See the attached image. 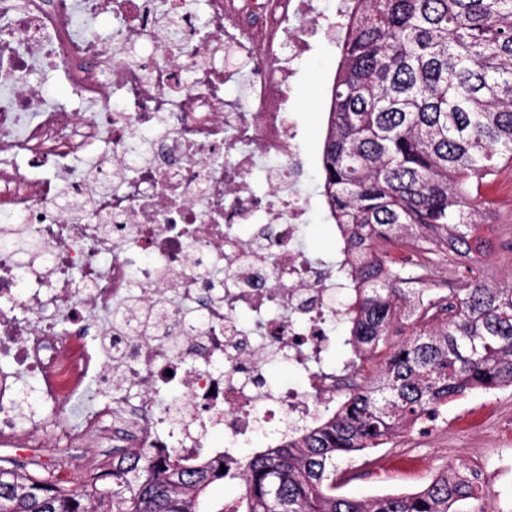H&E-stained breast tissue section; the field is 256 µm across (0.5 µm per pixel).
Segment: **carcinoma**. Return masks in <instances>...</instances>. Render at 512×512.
I'll return each mask as SVG.
<instances>
[{"mask_svg": "<svg viewBox=\"0 0 512 512\" xmlns=\"http://www.w3.org/2000/svg\"><path fill=\"white\" fill-rule=\"evenodd\" d=\"M342 28L321 178L359 382L246 457L129 448L75 487L0 464V512H199L219 481L242 489L220 512H454L488 492L465 463L414 493L336 490L343 460L372 465L403 427L512 387V278L488 280L478 257L497 228L483 189L512 167V0H359Z\"/></svg>", "mask_w": 512, "mask_h": 512, "instance_id": "1", "label": "carcinoma"}]
</instances>
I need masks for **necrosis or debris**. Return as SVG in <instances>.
Returning a JSON list of instances; mask_svg holds the SVG:
<instances>
[{"mask_svg":"<svg viewBox=\"0 0 512 512\" xmlns=\"http://www.w3.org/2000/svg\"><path fill=\"white\" fill-rule=\"evenodd\" d=\"M356 3L330 18L321 0H0L1 447L63 479L77 466L45 439L165 454L220 425L231 456L343 393L321 357L336 281L300 245L314 203L287 111ZM56 72L76 107L37 83ZM277 364L305 388L273 382ZM174 383L182 397L162 398Z\"/></svg>","mask_w":512,"mask_h":512,"instance_id":"obj_1","label":"necrosis or debris"}]
</instances>
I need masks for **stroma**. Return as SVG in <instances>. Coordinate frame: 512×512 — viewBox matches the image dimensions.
<instances>
[{
  "label": "stroma",
  "instance_id": "35a3bbf8",
  "mask_svg": "<svg viewBox=\"0 0 512 512\" xmlns=\"http://www.w3.org/2000/svg\"><path fill=\"white\" fill-rule=\"evenodd\" d=\"M338 49L318 39L302 63L294 91L296 109L304 118L305 144L321 154L330 85ZM459 459L481 467L490 492L482 502L463 503V512H512V389L477 393L449 405L430 431L408 429L376 454L374 465L347 462L348 480L341 494L359 499L424 487L442 465Z\"/></svg>",
  "mask_w": 512,
  "mask_h": 512
}]
</instances>
